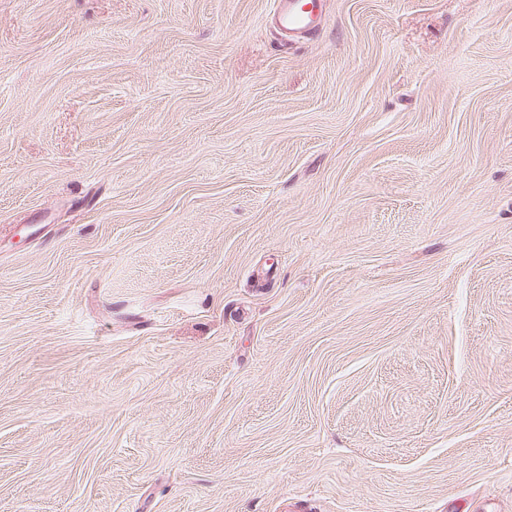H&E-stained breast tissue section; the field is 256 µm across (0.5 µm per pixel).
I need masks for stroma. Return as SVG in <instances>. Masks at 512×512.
<instances>
[{"instance_id": "obj_1", "label": "stroma", "mask_w": 512, "mask_h": 512, "mask_svg": "<svg viewBox=\"0 0 512 512\" xmlns=\"http://www.w3.org/2000/svg\"><path fill=\"white\" fill-rule=\"evenodd\" d=\"M0 0V512H512V0ZM277 9L273 15L281 30V41L291 44L316 31L315 23L322 17L324 0H274Z\"/></svg>"}]
</instances>
